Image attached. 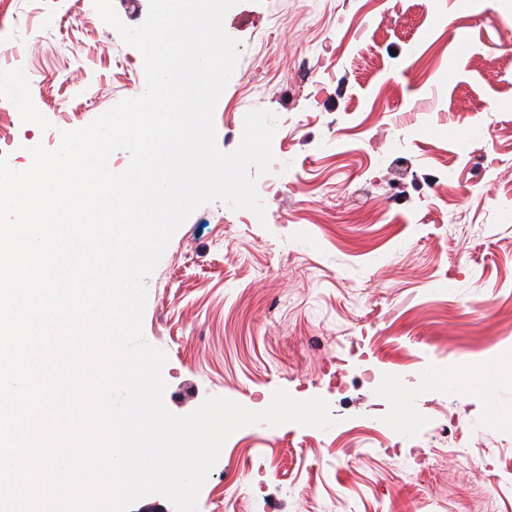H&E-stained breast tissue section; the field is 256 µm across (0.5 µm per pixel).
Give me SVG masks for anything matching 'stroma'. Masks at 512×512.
Wrapping results in <instances>:
<instances>
[{
    "mask_svg": "<svg viewBox=\"0 0 512 512\" xmlns=\"http://www.w3.org/2000/svg\"><path fill=\"white\" fill-rule=\"evenodd\" d=\"M8 5L23 59L0 56V154L22 171L30 141L58 148L146 78L93 0ZM224 26L239 60L216 144L272 112L283 188L262 224L221 201L187 218L147 280L144 337L175 414L284 389L335 425L240 429L198 512L232 495L250 512H512V0H241ZM464 362L502 378L429 383ZM369 369L395 371L411 426L368 428L391 401Z\"/></svg>",
    "mask_w": 512,
    "mask_h": 512,
    "instance_id": "obj_1",
    "label": "stroma"
}]
</instances>
